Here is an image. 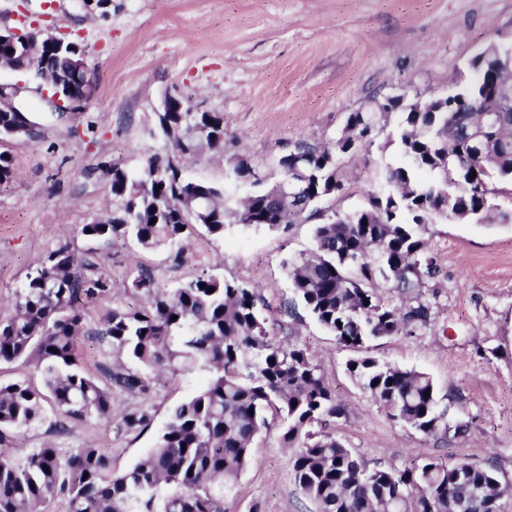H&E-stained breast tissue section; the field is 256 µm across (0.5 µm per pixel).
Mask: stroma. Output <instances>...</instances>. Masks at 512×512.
Here are the masks:
<instances>
[{"label":"stroma","instance_id":"35a3bbf8","mask_svg":"<svg viewBox=\"0 0 512 512\" xmlns=\"http://www.w3.org/2000/svg\"><path fill=\"white\" fill-rule=\"evenodd\" d=\"M56 5L57 33L84 48L95 91L82 111L64 115L33 92L27 103L39 137L0 141L14 166L12 181L0 185L2 321L13 316L16 291L49 251L66 243L82 256L90 248L82 226L115 204L97 167L116 161L136 176L147 151L167 150L154 121L165 96L223 113V152L185 161L184 172L223 188L234 203L251 187L227 178V159L242 154L271 171L297 142H334L349 113L372 96L446 94L473 56L512 44V0H112L106 14L92 17L80 0ZM398 122L395 113L382 117L374 144L344 156V192L293 224H233L220 239L195 227L178 264L168 250L113 240L94 257L112 294L86 306L83 321L94 328L112 309L139 306L130 285L140 269L163 287L204 272L255 287L270 337L307 348L343 405L344 417L330 429L346 447L397 469L433 458L490 463L512 482V224L426 225L438 270L424 290L429 320L368 345L371 357L424 372L439 398H455L454 412L469 429L451 442L391 419L346 370L358 350L339 344L304 306L292 317L283 312L293 297L287 261L312 250L317 224L362 207L379 191V167L401 160L387 140ZM206 379L200 370H169L152 375L147 396L113 393L115 411L147 408V426L125 431L89 416L59 434L50 413L38 426L11 431L0 452L51 445L65 456L92 444L113 471L124 472L153 448L171 409ZM280 435L275 422L256 438L224 512H315L296 487Z\"/></svg>","mask_w":512,"mask_h":512}]
</instances>
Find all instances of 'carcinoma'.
Returning a JSON list of instances; mask_svg holds the SVG:
<instances>
[{
	"instance_id": "obj_1",
	"label": "carcinoma",
	"mask_w": 512,
	"mask_h": 512,
	"mask_svg": "<svg viewBox=\"0 0 512 512\" xmlns=\"http://www.w3.org/2000/svg\"><path fill=\"white\" fill-rule=\"evenodd\" d=\"M26 63L19 44L0 40V65ZM471 68L442 108L417 91L379 104L401 114L395 139L403 161L385 167L388 188L364 207L315 225L313 250L288 262L294 299L286 314L298 301L340 344L365 351L374 339L428 320L421 296L435 267L421 232L434 211L475 223H512V210L497 202L512 196V47L499 48L496 60L475 58ZM484 106L495 110L488 123L479 112ZM190 121L208 129L207 150L224 149V113L189 112L170 100L155 122L173 153L148 152L138 178L117 164L100 165L117 207L112 218L83 225L88 238L169 247L178 262L194 222L217 239L228 217L246 227L291 224L314 210L321 196L342 189L340 155L374 126L373 113L352 112L347 134L332 145L300 142L279 159V178L295 172L308 178L309 193L300 202H285L270 188L231 210L223 188L178 177L173 160L187 152L171 141V131ZM230 166L237 180L255 176L246 157L231 159ZM131 288L142 305L114 308L100 327L89 329L83 308L112 294V282L94 261L64 243L27 276L15 293V315L0 321V362L36 359L43 389L0 384V439L7 429L41 423L46 399L56 408L59 433L69 421L92 415L116 418L122 429L140 427L148 411L119 416L112 393L148 394V375L156 369L204 370L205 386L171 410L154 447L121 474L93 445L65 457L52 445L0 454V512H45L54 496L67 499L68 512H224V493L246 468L270 409L281 417L283 447L292 449L296 485L317 512H457L456 498L474 488L512 502L507 481L492 467L464 462L461 473L432 459L394 469L346 447L327 430L343 408L320 365L306 349L270 338L257 289L207 274L162 288L143 269ZM383 288L399 293L406 305L390 304ZM83 342H105L131 365L105 367L100 382L78 368ZM347 371L390 418L442 441L465 432L466 424L440 404L426 373L368 356L349 361Z\"/></svg>"
}]
</instances>
